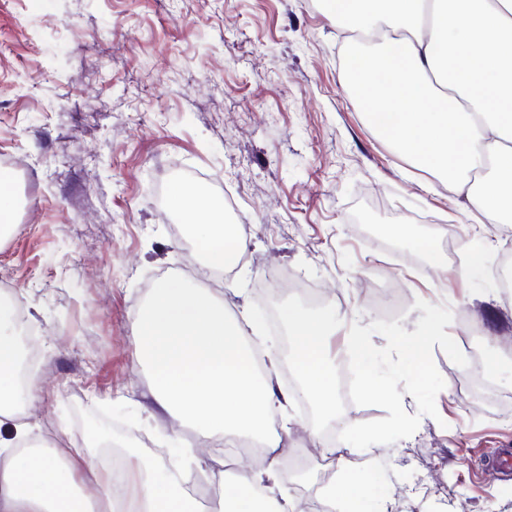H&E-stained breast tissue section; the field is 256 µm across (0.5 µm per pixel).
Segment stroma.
<instances>
[{"label":"stroma","mask_w":512,"mask_h":512,"mask_svg":"<svg viewBox=\"0 0 512 512\" xmlns=\"http://www.w3.org/2000/svg\"><path fill=\"white\" fill-rule=\"evenodd\" d=\"M345 33L320 0H0V159L12 173L15 228L0 276L39 328L29 372L47 394L30 410L59 446L94 419L121 427L122 449L162 473L185 463L194 433L149 411L132 327L151 291L178 278L247 310L261 342L277 329L255 294L269 274L280 306L368 326L447 305L455 340L480 344L484 397L441 348L437 417L409 438L321 466L307 406L292 402L278 481L295 512H338L343 465L380 471L369 490L388 512H512V225L471 205L394 152L341 81ZM223 201L250 247L243 272L209 279L196 228L170 204L176 187ZM368 214L376 231L356 218ZM489 270L463 278L468 241ZM443 254L434 267L423 242ZM392 287H362L366 278ZM325 287L312 301L300 281Z\"/></svg>","instance_id":"stroma-1"}]
</instances>
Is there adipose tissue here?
<instances>
[{
	"instance_id": "obj_1",
	"label": "adipose tissue",
	"mask_w": 512,
	"mask_h": 512,
	"mask_svg": "<svg viewBox=\"0 0 512 512\" xmlns=\"http://www.w3.org/2000/svg\"><path fill=\"white\" fill-rule=\"evenodd\" d=\"M330 10L337 27L381 34L358 55L363 81L358 101L376 133L416 167L435 175L486 218L512 223V0H342ZM176 209L204 215L199 241L207 267L238 269L247 248L223 207L210 196L179 190ZM13 306L0 301V512H198L190 491L194 469L157 473L133 452L115 471L86 446L55 447L26 407L45 389L18 382L19 336ZM293 340L290 361L304 393L322 417L336 405L335 357L330 340L339 324L329 313L286 307ZM255 332L247 311L171 279L152 291L133 326L137 362L150 379L155 415L192 428L202 447H232L257 438L264 467H237L225 484L224 512H294L280 489L277 466L283 432L270 422L296 398L279 387L271 367L253 357ZM370 474L346 473L331 490L341 512H378L367 495Z\"/></svg>"
}]
</instances>
